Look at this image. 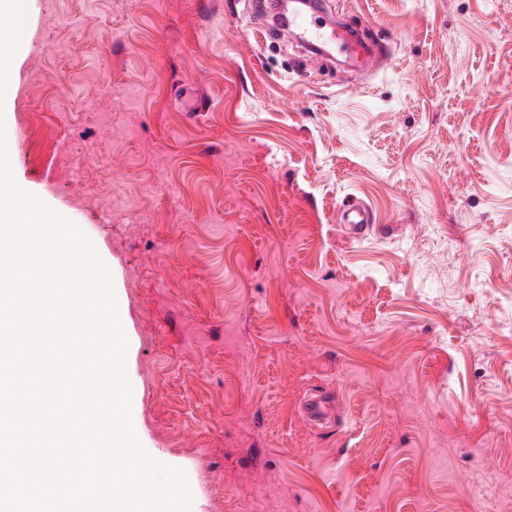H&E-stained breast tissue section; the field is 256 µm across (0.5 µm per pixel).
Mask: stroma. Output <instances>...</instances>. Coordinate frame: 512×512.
I'll list each match as a JSON object with an SVG mask.
<instances>
[{"instance_id": "stroma-1", "label": "stroma", "mask_w": 512, "mask_h": 512, "mask_svg": "<svg viewBox=\"0 0 512 512\" xmlns=\"http://www.w3.org/2000/svg\"><path fill=\"white\" fill-rule=\"evenodd\" d=\"M26 5L13 171L109 266L135 430L192 512H512V9L322 0L392 46L346 80L251 0Z\"/></svg>"}]
</instances>
